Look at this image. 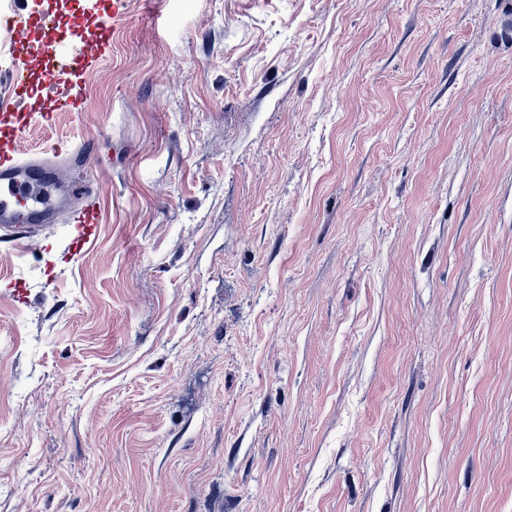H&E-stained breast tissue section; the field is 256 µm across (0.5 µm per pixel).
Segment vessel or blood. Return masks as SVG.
Masks as SVG:
<instances>
[{
  "mask_svg": "<svg viewBox=\"0 0 512 512\" xmlns=\"http://www.w3.org/2000/svg\"><path fill=\"white\" fill-rule=\"evenodd\" d=\"M127 0H109V8L94 26L85 16H50L32 4L16 9L10 18L11 56L0 62V80L10 95L0 100V238L10 244L32 238L34 229L65 218L71 259H79L99 237L101 203L91 187H84L80 207L39 203L48 184L63 176L69 142L54 141L41 151L24 149L33 128H51L57 113L89 109L86 83L90 73L112 52L117 25L127 16ZM81 42L71 52L68 41Z\"/></svg>",
  "mask_w": 512,
  "mask_h": 512,
  "instance_id": "1",
  "label": "vessel or blood"
}]
</instances>
